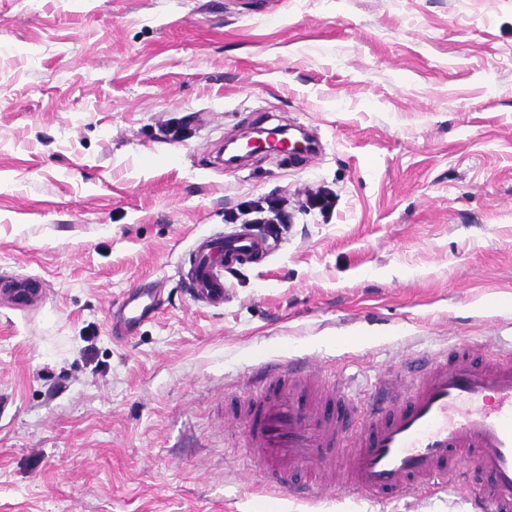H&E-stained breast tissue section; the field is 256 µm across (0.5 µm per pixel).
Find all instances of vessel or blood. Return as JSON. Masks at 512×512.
<instances>
[{"mask_svg":"<svg viewBox=\"0 0 512 512\" xmlns=\"http://www.w3.org/2000/svg\"><path fill=\"white\" fill-rule=\"evenodd\" d=\"M270 252L247 231L198 238L189 254L192 296L217 307V265L258 263ZM157 305L141 288L122 305L128 323ZM226 427H245V461L261 485L308 499L333 491L385 504L452 489L461 463L481 476L476 512H512V345L484 359L470 341L417 360L406 391L379 382L362 405L338 394L310 357L260 363L246 396L224 404Z\"/></svg>","mask_w":512,"mask_h":512,"instance_id":"vessel-or-blood-1","label":"vessel or blood"}]
</instances>
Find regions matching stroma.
<instances>
[{
  "instance_id": "stroma-1",
  "label": "stroma",
  "mask_w": 512,
  "mask_h": 512,
  "mask_svg": "<svg viewBox=\"0 0 512 512\" xmlns=\"http://www.w3.org/2000/svg\"><path fill=\"white\" fill-rule=\"evenodd\" d=\"M315 160L217 165L252 127ZM325 191L329 209L305 205ZM288 200L262 266L195 302L198 236ZM0 512H470L262 496L220 423L309 355L355 400L462 339H512V0H0ZM159 291L124 331L122 299Z\"/></svg>"
}]
</instances>
